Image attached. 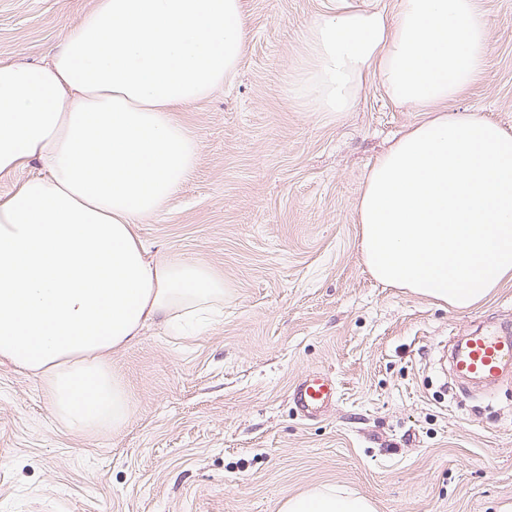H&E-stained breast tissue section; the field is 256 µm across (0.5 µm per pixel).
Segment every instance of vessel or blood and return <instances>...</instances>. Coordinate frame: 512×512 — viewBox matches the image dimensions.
<instances>
[{"instance_id": "obj_1", "label": "vessel or blood", "mask_w": 512, "mask_h": 512, "mask_svg": "<svg viewBox=\"0 0 512 512\" xmlns=\"http://www.w3.org/2000/svg\"><path fill=\"white\" fill-rule=\"evenodd\" d=\"M448 370L454 379L485 387L498 385L512 373V336L496 329H478L456 340L448 355ZM336 383L326 375L313 372L294 388L298 410L313 417L334 404Z\"/></svg>"}]
</instances>
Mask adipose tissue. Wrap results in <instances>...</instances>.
Returning a JSON list of instances; mask_svg holds the SVG:
<instances>
[{"mask_svg":"<svg viewBox=\"0 0 512 512\" xmlns=\"http://www.w3.org/2000/svg\"><path fill=\"white\" fill-rule=\"evenodd\" d=\"M481 0H332L304 34L292 94L347 112L378 79L431 110L370 166L356 205L374 280L465 310L512 279V131L447 110L488 55ZM243 0H98L46 64L0 62V177L42 175L0 198V360L38 379L66 431L120 429L130 413L108 353L149 324L204 328L224 280L148 256L134 227L189 177L199 145L174 114L236 74ZM280 512H377L341 485Z\"/></svg>","mask_w":512,"mask_h":512,"instance_id":"obj_1","label":"adipose tissue"}]
</instances>
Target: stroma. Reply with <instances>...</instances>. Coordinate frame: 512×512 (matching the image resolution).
<instances>
[{
  "label": "stroma",
  "instance_id": "obj_1",
  "mask_svg": "<svg viewBox=\"0 0 512 512\" xmlns=\"http://www.w3.org/2000/svg\"><path fill=\"white\" fill-rule=\"evenodd\" d=\"M490 20L481 80L456 107L512 130V0ZM97 0H0V61L42 63ZM330 0H243L235 79L177 112L199 144L189 178L136 232L152 256L224 278V315L191 336L157 326L108 362L131 415L116 432L60 428L39 380L0 363V512H279L340 484L377 512H512V384L470 398L437 345L512 329V280L460 311L368 274L356 202L367 169L425 112L363 83L348 112L289 91L304 31ZM330 373L316 418L291 394Z\"/></svg>",
  "mask_w": 512,
  "mask_h": 512
}]
</instances>
